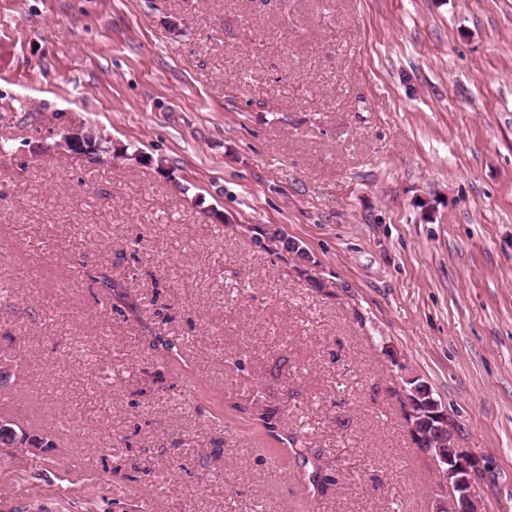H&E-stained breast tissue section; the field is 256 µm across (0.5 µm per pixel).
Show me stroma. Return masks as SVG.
Wrapping results in <instances>:
<instances>
[{
    "label": "stroma",
    "instance_id": "stroma-1",
    "mask_svg": "<svg viewBox=\"0 0 512 512\" xmlns=\"http://www.w3.org/2000/svg\"><path fill=\"white\" fill-rule=\"evenodd\" d=\"M1 368L0 512H512V0H0ZM437 448H429L437 466L438 484L448 493L453 512H482L478 487L474 482L477 471L473 456L459 448L455 436L448 432V440L439 438Z\"/></svg>",
    "mask_w": 512,
    "mask_h": 512
}]
</instances>
